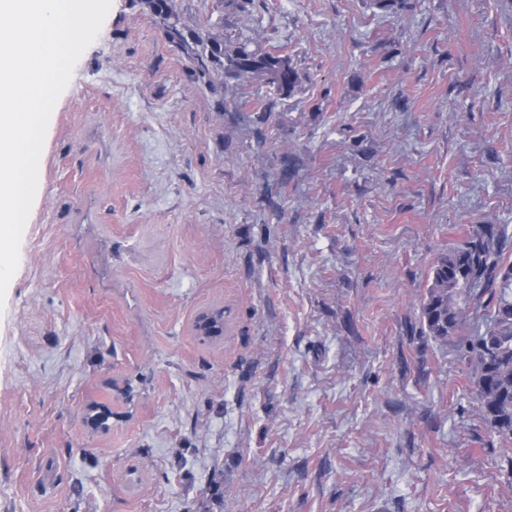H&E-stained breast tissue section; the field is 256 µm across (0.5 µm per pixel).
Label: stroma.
<instances>
[{
	"mask_svg": "<svg viewBox=\"0 0 512 512\" xmlns=\"http://www.w3.org/2000/svg\"><path fill=\"white\" fill-rule=\"evenodd\" d=\"M174 3L300 85L202 78L112 0L0 302V512H512L419 318L484 225L512 260V0Z\"/></svg>",
	"mask_w": 512,
	"mask_h": 512,
	"instance_id": "35a3bbf8",
	"label": "stroma"
}]
</instances>
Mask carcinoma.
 <instances>
[{"label": "carcinoma", "instance_id": "carcinoma-1", "mask_svg": "<svg viewBox=\"0 0 512 512\" xmlns=\"http://www.w3.org/2000/svg\"><path fill=\"white\" fill-rule=\"evenodd\" d=\"M172 0H144L164 26L167 39L191 49L203 74L208 64L230 62L227 73L246 81L262 80L276 94L288 96L299 85L298 73L288 59L256 54L244 47L224 55V41H203L186 34L173 12ZM505 234L493 224L482 234L440 256L420 303V320L434 338L457 342L463 359L473 368L475 396L480 416L491 434L499 438L504 456L512 462V263L504 260ZM474 331L459 335L463 320Z\"/></svg>", "mask_w": 512, "mask_h": 512}]
</instances>
